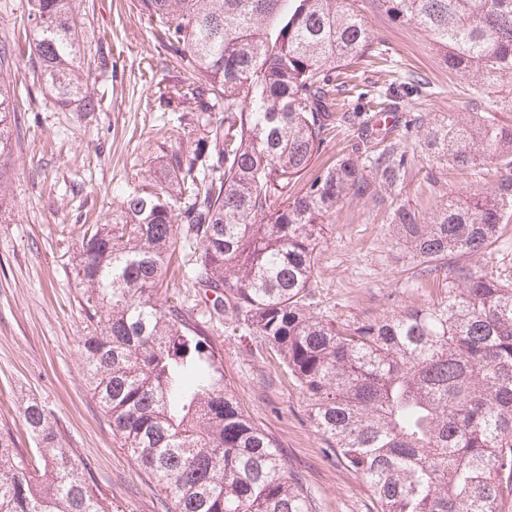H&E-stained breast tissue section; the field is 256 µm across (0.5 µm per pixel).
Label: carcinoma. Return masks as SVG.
<instances>
[{
  "instance_id": "1",
  "label": "carcinoma",
  "mask_w": 512,
  "mask_h": 512,
  "mask_svg": "<svg viewBox=\"0 0 512 512\" xmlns=\"http://www.w3.org/2000/svg\"><path fill=\"white\" fill-rule=\"evenodd\" d=\"M443 53L494 110L418 115L398 138L372 120L393 87L346 110L352 63L388 68L357 0H138L186 76L159 100L220 111L189 149L169 146L110 224H90L76 278L93 330L81 339L93 397L160 491L163 512H317L277 439L244 413L216 358L212 323L272 347L330 453L370 484L377 512H505L512 502V0H382ZM33 74L63 106L100 111L80 73L76 0H28ZM0 77V158L17 126ZM348 151L310 172L339 135ZM414 149H409L407 142ZM437 169L503 171L495 193L394 203L383 222L448 290L425 308L343 323L313 312L316 248L349 198H399L415 152ZM299 192L292 187L304 176ZM193 288L216 294L194 318L164 286L175 254ZM480 256L477 267L460 263ZM30 453L0 437V512H109L60 443L51 413L23 407Z\"/></svg>"
}]
</instances>
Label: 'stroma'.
<instances>
[{"label":"stroma","instance_id":"stroma-1","mask_svg":"<svg viewBox=\"0 0 512 512\" xmlns=\"http://www.w3.org/2000/svg\"><path fill=\"white\" fill-rule=\"evenodd\" d=\"M27 0H0V44L12 51L5 77L34 109L20 115V133L0 166V433L19 448L31 446L22 401L33 398L51 411L64 447L86 465L112 512H162L160 494L112 434L90 392L80 340L89 327L75 279L78 227L108 224L125 192L136 187L162 153V134L183 145L200 134L191 103L161 109L160 90L178 79V66L155 41L137 0H77L86 42L82 65L96 87H110L99 112H64L29 67L34 31ZM376 37L392 55V73L355 64L353 91L383 86L390 76L400 120L415 114L487 112L471 82L449 74L440 53L414 26L394 21L379 0H359ZM107 57L112 71L98 67ZM431 166L416 156L402 202L432 212L441 195L488 193L498 172L440 171L439 193L423 177ZM391 202L382 192L371 201L349 199L337 210L317 248L314 291L317 312L341 321L380 317L436 301L442 281L426 275L397 244L382 216ZM211 341L224 378L252 420L276 437L289 471L312 492L318 512H376L366 480L328 455L311 425L299 388L263 343L215 326Z\"/></svg>","mask_w":512,"mask_h":512}]
</instances>
